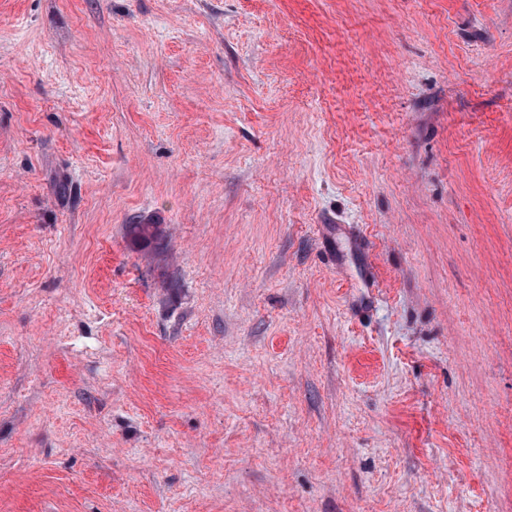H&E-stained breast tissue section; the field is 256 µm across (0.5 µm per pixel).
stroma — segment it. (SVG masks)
Segmentation results:
<instances>
[{"instance_id":"35a3bbf8","label":"stroma","mask_w":512,"mask_h":512,"mask_svg":"<svg viewBox=\"0 0 512 512\" xmlns=\"http://www.w3.org/2000/svg\"><path fill=\"white\" fill-rule=\"evenodd\" d=\"M0 512H512V0H0Z\"/></svg>"}]
</instances>
